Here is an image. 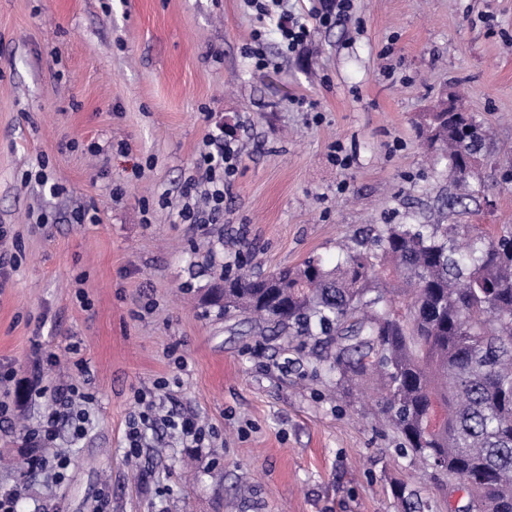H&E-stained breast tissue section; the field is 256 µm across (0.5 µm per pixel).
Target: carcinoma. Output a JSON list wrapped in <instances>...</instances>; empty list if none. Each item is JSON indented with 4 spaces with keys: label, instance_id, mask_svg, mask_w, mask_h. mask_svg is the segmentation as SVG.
Instances as JSON below:
<instances>
[{
    "label": "carcinoma",
    "instance_id": "1",
    "mask_svg": "<svg viewBox=\"0 0 512 512\" xmlns=\"http://www.w3.org/2000/svg\"><path fill=\"white\" fill-rule=\"evenodd\" d=\"M453 184L482 192L487 133L474 115L420 116ZM334 336L329 370L375 396L404 445L468 497L512 512V226L386 224L334 268L308 260L224 279L222 313Z\"/></svg>",
    "mask_w": 512,
    "mask_h": 512
}]
</instances>
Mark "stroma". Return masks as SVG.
<instances>
[{"mask_svg": "<svg viewBox=\"0 0 512 512\" xmlns=\"http://www.w3.org/2000/svg\"><path fill=\"white\" fill-rule=\"evenodd\" d=\"M247 0H0V491L14 512H456L446 473L399 446L376 402L329 372L326 339H289L202 304L221 274L276 272L386 224L512 221V0H354L350 18L291 53L243 54ZM459 91L489 134L495 201L449 211L455 186L415 126ZM235 140L236 175L204 228L182 212L207 189V139ZM340 145L350 160L330 157ZM194 190H187V183ZM83 214L76 222L75 214ZM88 367L86 436L60 429L63 481L17 469L53 408L29 385ZM210 433L145 430L137 392ZM156 412L153 405H148L144 410L140 411L138 417L133 418L127 440L128 448H140L142 439V426L153 423L157 420Z\"/></svg>", "mask_w": 512, "mask_h": 512, "instance_id": "1", "label": "stroma"}]
</instances>
